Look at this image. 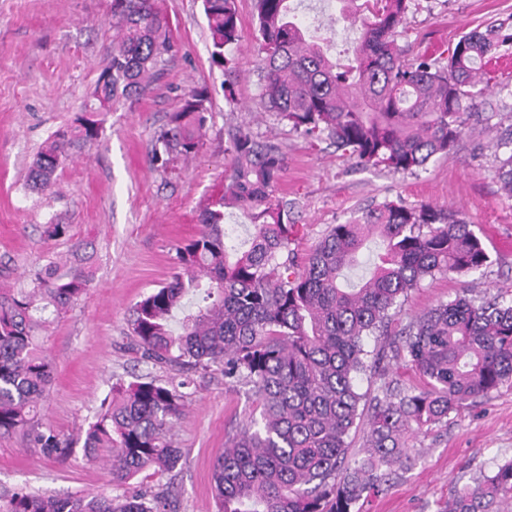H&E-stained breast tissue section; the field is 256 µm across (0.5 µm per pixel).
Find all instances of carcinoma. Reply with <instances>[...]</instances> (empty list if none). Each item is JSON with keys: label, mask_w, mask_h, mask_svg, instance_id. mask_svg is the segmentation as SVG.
Segmentation results:
<instances>
[{"label": "carcinoma", "mask_w": 512, "mask_h": 512, "mask_svg": "<svg viewBox=\"0 0 512 512\" xmlns=\"http://www.w3.org/2000/svg\"><path fill=\"white\" fill-rule=\"evenodd\" d=\"M263 107L309 140L329 139L365 167L415 174L453 153L468 109L490 85L486 64L512 42L504 24L478 26L437 56L403 58L412 0H341L362 7L361 37L341 66L307 38L291 0H253ZM210 60L224 67V96L235 100L232 60L224 48L240 38L236 0H203ZM112 56L90 106L107 112L143 89L171 50L155 0H112ZM204 88L185 95L153 137L163 164L196 154L208 122ZM102 135L85 114L54 134L37 155L28 187L45 193L66 160L63 147H85ZM230 156L224 189L198 215L196 238L174 248L169 282L132 308L131 334L143 355L175 368L224 366L227 383L251 386L260 418L250 419L213 466L217 512H354L411 460L404 435L512 385V301H483L462 292L400 333L396 356L423 386L386 388L367 423L360 459L346 463L352 429L360 426L357 377L376 353L368 336H384L390 310L421 281L440 273H471L490 262L482 239L464 218L429 203L386 200L344 224H332L299 265L291 248L298 225L279 185L285 155L243 126L226 131ZM246 212L253 226L239 250L229 244L224 209ZM382 241L369 276L346 280L372 238ZM79 262L60 271L50 261L30 288L0 292V435L23 432L50 455L56 436L35 428L36 405L51 366L35 333L57 319L89 287ZM186 382L134 381L112 386L101 417L85 431L84 452L111 453L112 483L151 469L172 471L182 451L166 439L182 413ZM512 503V459L455 490L445 512H505ZM0 512H167L155 497L98 492L91 496L0 497Z\"/></svg>", "instance_id": "carcinoma-1"}]
</instances>
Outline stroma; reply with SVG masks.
<instances>
[{"mask_svg":"<svg viewBox=\"0 0 512 512\" xmlns=\"http://www.w3.org/2000/svg\"><path fill=\"white\" fill-rule=\"evenodd\" d=\"M313 40L337 63H349L359 26L340 0H296ZM241 37L226 47L237 66L236 101L224 98V72L210 62L211 39L202 0H158L175 45L163 55V76L141 96L101 113L100 141L69 156L50 192L30 191L26 176L37 153L90 102L112 51L110 0H0V290L26 287L33 270L74 255L89 257L93 281L38 342L52 365L39 401L40 431L67 442L66 457L45 456L22 434L0 436V494L23 486L34 493L162 494L169 512H215L212 470L224 441L244 425L257 404L248 386H228L224 368L191 373L184 411L167 434L182 451L176 470L143 472L113 485L107 451L86 456L76 440L104 411L113 384L142 376L166 382L169 365L144 358L128 325L144 295L167 283L175 245L197 236L200 208L224 184L229 125L246 123L287 159L281 192L294 200L299 232L293 244L305 260L329 225L360 217L385 200L430 203L473 224L490 254L480 271L439 274L414 288L391 312V333L461 291L479 300L512 299V197L498 171L512 156L500 140L512 133V49L491 67L498 76L478 98L476 112L453 154L416 174L363 168L329 140L309 143L260 105L253 0H237ZM512 15V0H418L399 41L407 59L435 55L477 26ZM209 91L210 120L200 152L168 168L152 158V141L188 90ZM70 225L69 237L44 236V224ZM420 386L403 361L384 358L357 380L360 393L379 394L384 383ZM418 451L379 494L360 500L358 512H441L456 488L479 470L512 458V387L505 385L447 421L411 428Z\"/></svg>","mask_w":512,"mask_h":512,"instance_id":"1","label":"stroma"}]
</instances>
